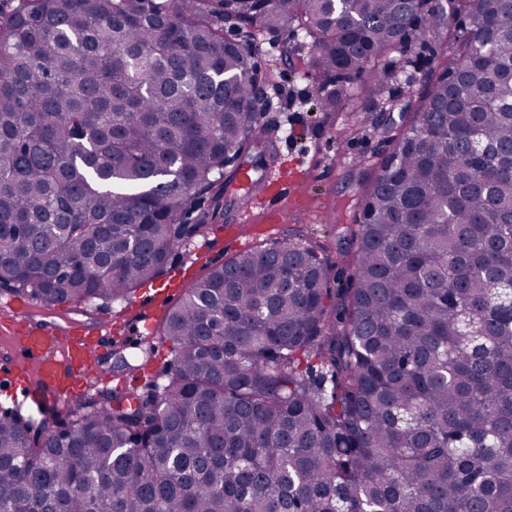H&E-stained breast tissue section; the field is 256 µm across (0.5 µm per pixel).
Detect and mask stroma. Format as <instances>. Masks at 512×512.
<instances>
[{
  "mask_svg": "<svg viewBox=\"0 0 512 512\" xmlns=\"http://www.w3.org/2000/svg\"><path fill=\"white\" fill-rule=\"evenodd\" d=\"M447 29H440L426 42L411 46L406 53L408 79L390 80L384 85L364 84L357 98L336 114L319 111L311 80L304 71L308 53L300 32L282 30L277 36L258 35L253 42L255 58L272 73L268 97L271 134L277 140L280 160L307 172L301 189L308 199L305 207L292 211L284 224L266 225L263 233L235 238L214 227L191 245L178 249L172 258V270L181 274L177 293L162 306L175 305L183 292L211 265L223 262L240 251L270 239L299 230L319 245L330 265L331 285H347L349 271L338 263L339 249L353 244L339 240L343 227L359 223V201L381 159L390 154L403 125V112L414 111L427 95L432 83L448 59ZM153 291L139 289L125 303L68 314L65 308L55 312L36 309L35 320L61 326L76 320L85 324L112 321L120 329V340L129 343V352L141 354L146 347L136 323L145 309L153 306Z\"/></svg>",
  "mask_w": 512,
  "mask_h": 512,
  "instance_id": "obj_1",
  "label": "stroma"
}]
</instances>
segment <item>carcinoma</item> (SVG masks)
I'll return each instance as SVG.
<instances>
[{
	"mask_svg": "<svg viewBox=\"0 0 512 512\" xmlns=\"http://www.w3.org/2000/svg\"><path fill=\"white\" fill-rule=\"evenodd\" d=\"M423 6L0 0V296L47 311L154 285L274 162L252 32H303L339 112L457 24L348 287L297 232L224 260L165 314L150 400L88 391L70 436L0 414V512H512V0Z\"/></svg>",
	"mask_w": 512,
	"mask_h": 512,
	"instance_id": "carcinoma-1",
	"label": "carcinoma"
}]
</instances>
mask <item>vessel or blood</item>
<instances>
[{
  "label": "vessel or blood",
  "instance_id": "b4317fda",
  "mask_svg": "<svg viewBox=\"0 0 512 512\" xmlns=\"http://www.w3.org/2000/svg\"><path fill=\"white\" fill-rule=\"evenodd\" d=\"M288 178V173L270 169L259 190L250 193L246 209L235 216V223H251L257 211L265 223H286ZM12 309L11 319L0 324V343L9 347L16 379L31 397L48 395L60 404L87 391L93 366L112 345L111 323L93 329L73 326L63 330L32 322L26 299H16Z\"/></svg>",
  "mask_w": 512,
  "mask_h": 512
}]
</instances>
